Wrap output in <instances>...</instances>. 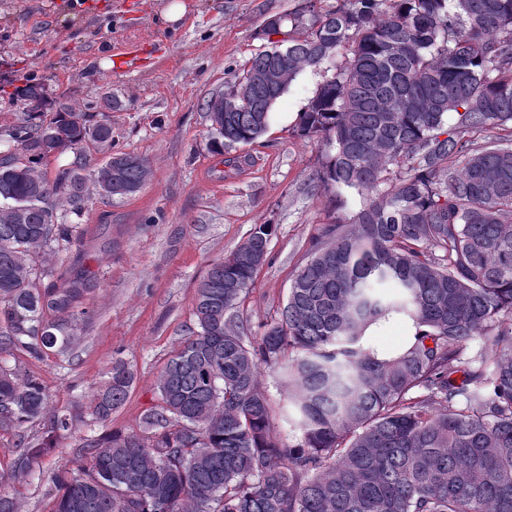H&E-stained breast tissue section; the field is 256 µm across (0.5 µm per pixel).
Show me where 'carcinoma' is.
Segmentation results:
<instances>
[{
  "mask_svg": "<svg viewBox=\"0 0 512 512\" xmlns=\"http://www.w3.org/2000/svg\"><path fill=\"white\" fill-rule=\"evenodd\" d=\"M380 2L318 14L306 0L263 28L284 38L233 75L236 109L214 131L253 143L296 75L323 71L298 134L326 152L320 188L363 197L352 222L325 225L258 336L236 309L273 225L213 264L197 284L195 327L160 373V403L137 432L86 436L80 474L55 478L51 512H512V0H391L387 13ZM277 62L285 81L255 80ZM17 95L33 106L5 131L17 151L0 157V352L26 338L39 356L66 351L88 316L73 285L34 287L35 256L74 232L59 204L78 216L87 183L110 200L114 177L133 193L146 167L118 153L90 168L87 142L112 144V125L54 106L37 83ZM67 151L74 166L49 178L50 153ZM394 319L407 337L380 353L366 332ZM478 340L490 344L472 356ZM264 365L289 388L287 448ZM133 379L112 361L96 422ZM46 405L38 379L0 365V427L20 431ZM18 446L13 480L52 444Z\"/></svg>",
  "mask_w": 512,
  "mask_h": 512,
  "instance_id": "obj_1",
  "label": "carcinoma"
}]
</instances>
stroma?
Instances as JSON below:
<instances>
[{"instance_id":"stroma-1","label":"stroma","mask_w":512,"mask_h":512,"mask_svg":"<svg viewBox=\"0 0 512 512\" xmlns=\"http://www.w3.org/2000/svg\"><path fill=\"white\" fill-rule=\"evenodd\" d=\"M170 2L0 0V130L23 118L14 91L33 80L50 101L111 123V146L88 149L93 166L116 151L149 168L132 195L105 203L90 194L82 215L67 217L79 226L77 241L49 250L40 288L76 280L78 306L90 312L75 344L36 358L18 344L0 355L19 377L43 384L49 413L71 420L20 481L8 477L17 440L40 443L48 422L26 424L20 434L0 429V487L15 493L18 512H49L56 474L76 470L82 439L94 427L91 399L116 359L131 366L134 382L106 428L138 431L158 402L161 371L194 324L198 281L255 225H273L274 232L269 260L238 307L254 328L277 318L321 227L351 221L362 203L315 188L325 153L296 133L321 72L305 69L289 84L266 133L249 145L215 141L205 108L249 68L266 18L294 12L304 0H185V15L168 23ZM232 157L241 163L229 171L224 162Z\"/></svg>"}]
</instances>
